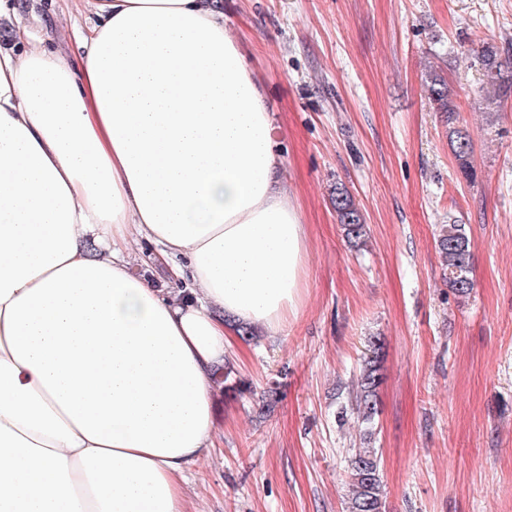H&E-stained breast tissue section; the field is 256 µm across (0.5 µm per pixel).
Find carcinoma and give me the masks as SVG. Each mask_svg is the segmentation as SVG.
<instances>
[{
  "label": "carcinoma",
  "instance_id": "carcinoma-1",
  "mask_svg": "<svg viewBox=\"0 0 512 512\" xmlns=\"http://www.w3.org/2000/svg\"><path fill=\"white\" fill-rule=\"evenodd\" d=\"M477 60L486 84L492 90L489 103L494 104L512 94V82L508 72L512 68V59L501 58L498 48L486 45L477 51ZM429 102L439 112L448 113V135L454 158L462 174L468 176L473 171V145L470 135L454 126L455 112L453 93L448 82L437 71L427 76ZM331 202L337 221L342 225L344 235L349 242L359 243L367 236V224L364 215L348 190L342 186L334 187ZM438 249L448 271V288L463 296L473 287V256L465 225L454 222L445 224L438 237ZM384 347L381 338L368 339L360 373L357 378L355 403L352 415L360 427L361 440L373 435V424L378 415V389L382 380ZM233 370L229 365L218 367L215 376L224 381V389L242 394L248 385L242 380L232 378ZM351 479V494L348 512H385L383 486L380 478V460L375 449L361 447L354 449L348 464Z\"/></svg>",
  "mask_w": 512,
  "mask_h": 512
}]
</instances>
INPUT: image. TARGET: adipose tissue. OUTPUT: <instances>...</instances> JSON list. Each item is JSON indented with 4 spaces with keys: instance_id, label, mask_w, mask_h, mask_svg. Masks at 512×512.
I'll return each instance as SVG.
<instances>
[{
    "instance_id": "obj_1",
    "label": "adipose tissue",
    "mask_w": 512,
    "mask_h": 512,
    "mask_svg": "<svg viewBox=\"0 0 512 512\" xmlns=\"http://www.w3.org/2000/svg\"><path fill=\"white\" fill-rule=\"evenodd\" d=\"M85 2L49 51L0 0V512H186L230 327L297 317L307 237L218 0ZM154 249L155 247L149 244L139 246L135 258L131 261L130 271L136 276L151 279L161 288L171 287L166 281L164 270L155 266L150 259V253ZM139 272L140 275H138Z\"/></svg>"
}]
</instances>
